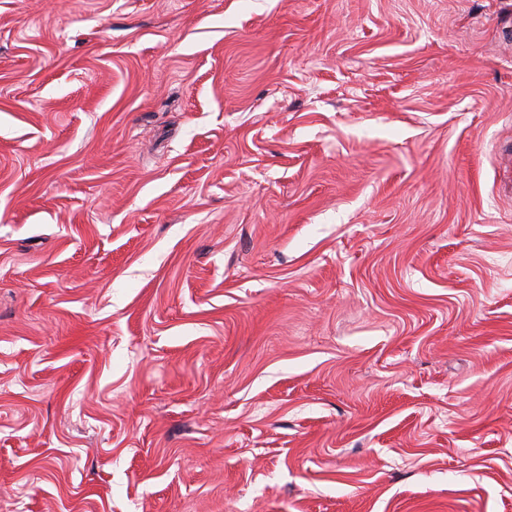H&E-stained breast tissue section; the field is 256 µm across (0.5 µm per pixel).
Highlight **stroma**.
<instances>
[{"label":"stroma","instance_id":"obj_1","mask_svg":"<svg viewBox=\"0 0 512 512\" xmlns=\"http://www.w3.org/2000/svg\"><path fill=\"white\" fill-rule=\"evenodd\" d=\"M512 0H0V512H512Z\"/></svg>","mask_w":512,"mask_h":512}]
</instances>
